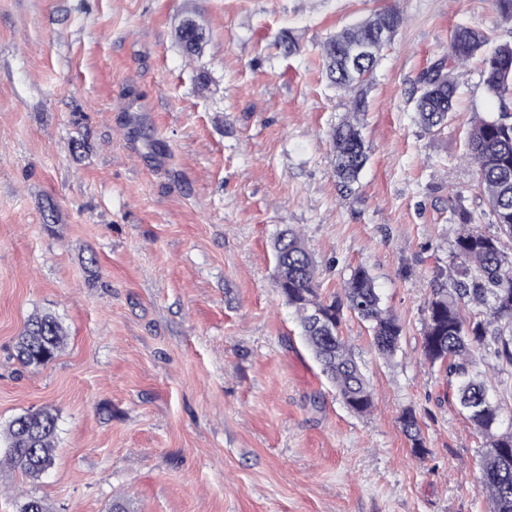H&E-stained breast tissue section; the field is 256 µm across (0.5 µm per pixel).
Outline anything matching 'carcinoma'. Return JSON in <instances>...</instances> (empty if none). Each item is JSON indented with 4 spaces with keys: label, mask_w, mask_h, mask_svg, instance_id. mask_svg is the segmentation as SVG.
<instances>
[{
    "label": "carcinoma",
    "mask_w": 512,
    "mask_h": 512,
    "mask_svg": "<svg viewBox=\"0 0 512 512\" xmlns=\"http://www.w3.org/2000/svg\"><path fill=\"white\" fill-rule=\"evenodd\" d=\"M404 23L395 7L374 11L345 25L321 43L326 78L336 91L348 96V111L329 133L338 184L352 190L369 155L362 135L368 111L364 86L373 78L376 53L358 61L355 52L373 44L381 32L390 36ZM176 39L185 55L202 52L205 36L190 18L183 19ZM481 56L484 83L489 92L503 99L512 96V43L490 45L483 31L457 29L448 55L424 70L418 80L415 114L428 132L448 126L453 118L457 84L452 72L475 56ZM468 159L476 165L478 184L498 231L487 234L472 224V216L457 202L451 203L453 220L460 231L455 238L448 267L434 273L435 285L425 303L422 355L432 367L457 379L458 401L469 421L483 435L479 488L485 495L487 512H512V429L497 432L499 407L488 396L486 382L472 373L475 351L488 342L496 357L512 365V255L503 238L512 240V110L498 117L478 119L467 130ZM275 286L294 310L301 336L317 361L321 375L332 384L347 409L363 415L372 407L368 382L354 353L341 335L343 309L368 324L372 345L391 359L399 348L402 325L383 307L374 278L362 267L352 270L344 296L327 300L318 292V264L292 227L274 239ZM478 307V314L465 315ZM65 330L51 313H35L25 324L15 344L16 360L24 367H45L62 350ZM58 417L44 408L14 417L0 431V464L37 481L54 462ZM399 421L410 442L413 456L423 458L428 449L418 418L404 410ZM17 512H51L40 498L26 497Z\"/></svg>",
    "instance_id": "cac0c4a2"
}]
</instances>
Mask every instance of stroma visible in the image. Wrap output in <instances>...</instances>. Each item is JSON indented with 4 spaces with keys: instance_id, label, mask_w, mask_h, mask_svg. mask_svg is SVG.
Masks as SVG:
<instances>
[{
    "instance_id": "obj_1",
    "label": "stroma",
    "mask_w": 512,
    "mask_h": 512,
    "mask_svg": "<svg viewBox=\"0 0 512 512\" xmlns=\"http://www.w3.org/2000/svg\"><path fill=\"white\" fill-rule=\"evenodd\" d=\"M393 4L405 21L366 87L370 159L349 195L327 140L348 101L320 44ZM185 16L204 28L201 57L176 43ZM460 26L512 43L491 0H0V424L43 407L58 417L54 466L36 483L1 474L0 512L19 493L52 512L116 499L132 512H486L484 439L456 383L421 357L433 272L458 231L449 194L497 231L462 160L470 118L502 107L481 58L455 70L446 128L423 130L413 111L420 74ZM285 28L299 43L288 57L275 45ZM286 225L316 258L322 296L365 267L403 326L386 361L343 313L370 413L343 406L275 290L271 241ZM36 312L68 341L24 368L14 346ZM476 359L507 430L512 367L490 345ZM407 408L422 459L401 429ZM399 421L401 428L408 441L410 442L411 452L413 456L418 458H424L428 453V449L421 432L418 418L413 409H405L400 417Z\"/></svg>"
}]
</instances>
